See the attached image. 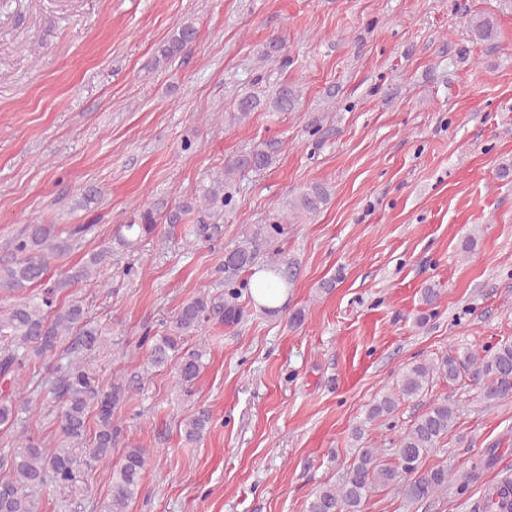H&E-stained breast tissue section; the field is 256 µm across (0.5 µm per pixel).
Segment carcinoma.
<instances>
[{
	"instance_id": "carcinoma-1",
	"label": "carcinoma",
	"mask_w": 512,
	"mask_h": 512,
	"mask_svg": "<svg viewBox=\"0 0 512 512\" xmlns=\"http://www.w3.org/2000/svg\"><path fill=\"white\" fill-rule=\"evenodd\" d=\"M469 24L477 40L489 44L496 40L498 28L492 19L475 14L469 18ZM196 37L194 24H182L160 46V57L164 61L172 59L195 42ZM299 99L298 86L283 81L267 105L255 95L240 97L235 118L241 122L261 107L273 112H293ZM283 147V141L270 139L227 161L197 197L167 211L168 226H183L187 237H210V225L186 224V214L197 207L218 210L229 205L233 199V177L245 169L268 168ZM328 201V188L315 183L297 196L293 208L313 215ZM285 222L287 218L281 215L273 224H254L238 243L224 250L222 300L217 302L205 294L193 297L182 304L163 334L142 337L139 347L145 349L150 366L171 365L181 387L187 389L195 384L204 368L206 351L187 347V338L211 319L226 324L241 320V278L257 264L260 253L283 234ZM157 224L153 209L138 208L116 240L129 249L138 240L154 234ZM88 229L86 224H72L63 239L54 224H28L13 239L11 257L0 262V292L40 287V292L5 309L0 307V385L5 389V393H0V428L9 434V440L0 448V470L5 471L0 480V512H36L37 495L44 489L72 492L77 489L83 469L110 464L112 448L119 437V429L114 425L116 410L142 389L143 376L139 373L116 377L108 387L101 383L87 357L106 343L103 330L88 319L81 302L71 300L62 305L59 301L64 290L91 278L107 263L110 248L91 253L78 268L64 270L54 278L48 276L51 259L63 255L70 242L82 238ZM294 269V261L283 258L268 260L264 271L287 285L295 278ZM47 358L55 360L56 365L50 376L43 377L32 370V363ZM467 376L480 384L481 398L490 406L512 397V341L500 343L491 352L458 348L436 359L408 365L396 387L373 401L365 419L355 427V437L364 434L366 425L392 416L402 400L421 396L434 379L455 384ZM25 392L51 394L48 413L55 414L56 441L42 438L27 424L23 417L26 401L20 399ZM458 416L459 408L448 402V397L433 399L398 439L394 461L383 460L382 448L359 450L339 482L325 484L314 493L307 512H363V504L372 493L390 486L402 489L412 502L445 495L450 486L459 493L466 491L493 465L497 449L488 448L477 455L459 475L449 472L444 465L422 469L425 457L448 437ZM210 423L211 415L204 409L190 414L184 419L185 440H201ZM148 461L146 448L132 445L124 450L121 463L112 470L111 500L104 505V512H127L129 503L141 490ZM503 498H512L511 483L491 488L479 505V512H502Z\"/></svg>"
}]
</instances>
